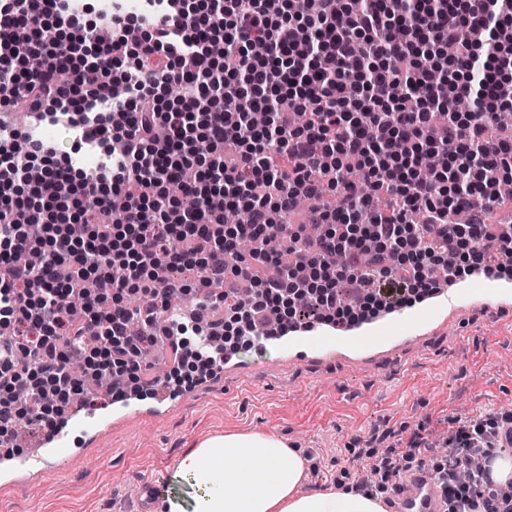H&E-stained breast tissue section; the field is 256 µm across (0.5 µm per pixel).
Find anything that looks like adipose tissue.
I'll use <instances>...</instances> for the list:
<instances>
[{"label": "adipose tissue", "mask_w": 512, "mask_h": 512, "mask_svg": "<svg viewBox=\"0 0 512 512\" xmlns=\"http://www.w3.org/2000/svg\"><path fill=\"white\" fill-rule=\"evenodd\" d=\"M177 471L198 488L191 512H386L375 491L300 492L306 461L271 434H213L179 458Z\"/></svg>", "instance_id": "1"}]
</instances>
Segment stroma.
<instances>
[{
  "instance_id": "stroma-1",
  "label": "stroma",
  "mask_w": 512,
  "mask_h": 512,
  "mask_svg": "<svg viewBox=\"0 0 512 512\" xmlns=\"http://www.w3.org/2000/svg\"><path fill=\"white\" fill-rule=\"evenodd\" d=\"M244 369L180 392L168 411L113 415L97 433L75 432L67 469L0 476V512H191L194 483L176 476L179 457L207 437L255 431L284 439L307 460L302 491L361 485L386 451L376 432L437 433L453 420L512 415V311L448 315L432 333L391 351L324 362L282 361L261 346L240 353ZM165 477L168 497L143 482Z\"/></svg>"
}]
</instances>
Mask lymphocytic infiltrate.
Segmentation results:
<instances>
[{
  "label": "lymphocytic infiltrate",
  "instance_id": "obj_1",
  "mask_svg": "<svg viewBox=\"0 0 512 512\" xmlns=\"http://www.w3.org/2000/svg\"><path fill=\"white\" fill-rule=\"evenodd\" d=\"M152 2L145 15L117 0L102 37L61 0H0V72L14 84L0 104V326L11 333L0 348L2 446L20 426L61 419L78 385L72 362L87 377L142 384L155 336L132 323L157 315L156 282L181 268L198 269L203 289L231 271L251 296L217 295L224 317L208 349L190 341L200 326L180 328L168 374L179 387L215 376L261 331L297 330L306 295L309 317L343 325L436 292L440 269L452 281L481 269L512 277V225L496 229L471 207L500 203L512 181V138L488 133L512 110V0H321L313 15L292 0ZM48 23L61 42L40 40ZM244 97L269 125H250ZM63 106L83 113L81 143L115 142L112 177L76 171L10 120ZM32 167L35 183L24 177ZM303 197L317 201L314 239L289 222ZM229 208L244 223H225ZM248 239L257 248L246 261L237 253ZM285 249L294 268L258 274ZM25 252L41 265L16 264ZM62 266L69 282L56 278ZM135 294L148 309L125 306ZM509 428L511 417H470L450 431L434 469L448 512H512V493L484 471L466 486L453 479L471 453L493 458Z\"/></svg>",
  "mask_w": 512,
  "mask_h": 512
}]
</instances>
